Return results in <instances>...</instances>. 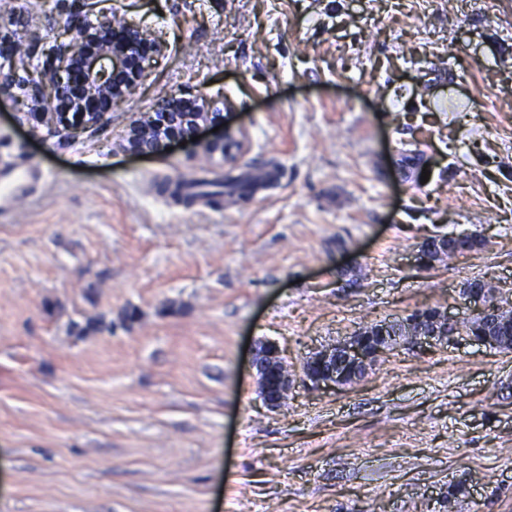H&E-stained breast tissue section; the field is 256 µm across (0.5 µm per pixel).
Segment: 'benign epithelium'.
<instances>
[{"instance_id": "1", "label": "benign epithelium", "mask_w": 512, "mask_h": 512, "mask_svg": "<svg viewBox=\"0 0 512 512\" xmlns=\"http://www.w3.org/2000/svg\"><path fill=\"white\" fill-rule=\"evenodd\" d=\"M81 10L67 16L50 13L49 26L57 30L54 44L43 51L42 64L29 67L31 46L0 33V96L20 83L27 90V114L42 124L58 125L74 142L92 135L112 119V110L127 102L146 79L144 63L162 55L166 40L126 13L115 12L95 20L101 0H79ZM220 127L214 138H202L205 128ZM198 137L201 155L230 159L233 147L243 143L242 132L224 124L223 110L211 101L187 94L162 97L153 112L133 121L122 143L131 154H154L173 141ZM479 251L470 233L438 235L424 240L415 254L419 268H430L444 258ZM461 295L481 324L471 340L494 349L507 345L512 334V312L504 308L491 287L480 278L462 282ZM464 333L461 317L438 308L415 311L398 321H385L312 351L303 364L309 385L336 388L364 377L386 351L398 346L421 347ZM251 367L264 405L279 408L288 398L291 375L279 344L269 339L254 343Z\"/></svg>"}]
</instances>
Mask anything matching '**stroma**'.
I'll return each mask as SVG.
<instances>
[{
  "label": "stroma",
  "instance_id": "obj_1",
  "mask_svg": "<svg viewBox=\"0 0 512 512\" xmlns=\"http://www.w3.org/2000/svg\"><path fill=\"white\" fill-rule=\"evenodd\" d=\"M167 52L72 143L0 98V512H512V350L390 351L310 389L312 349L512 299V0H136ZM231 103V162L124 153L173 92ZM418 153L429 178L404 171ZM274 181L221 194L252 167ZM478 253L428 269L435 234ZM278 342L287 406L249 345ZM480 240L481 245L478 248L477 237L473 236L471 233L430 237L419 245L414 262L419 268H430L436 261L444 257H452L458 254L472 253L481 250L484 246V240L481 238ZM282 353L279 344L269 339L258 340L252 347L251 367L258 393L270 409H277L285 402L293 382Z\"/></svg>",
  "mask_w": 512,
  "mask_h": 512
}]
</instances>
